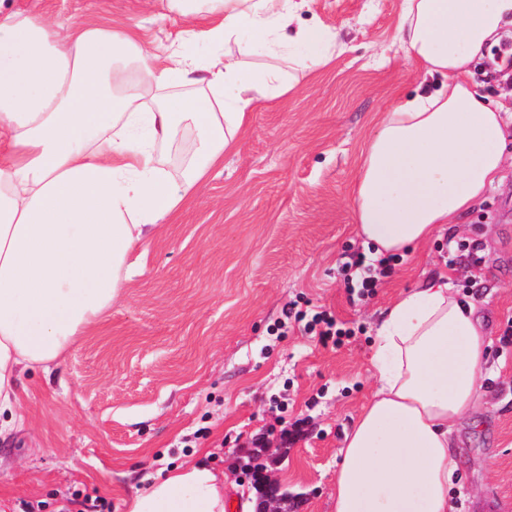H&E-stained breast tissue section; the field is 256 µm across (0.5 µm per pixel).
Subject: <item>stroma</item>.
<instances>
[{"label":"stroma","mask_w":512,"mask_h":512,"mask_svg":"<svg viewBox=\"0 0 512 512\" xmlns=\"http://www.w3.org/2000/svg\"><path fill=\"white\" fill-rule=\"evenodd\" d=\"M401 0H314L347 49L251 114L235 150L207 174L171 223L128 258L120 295L51 374L25 376L24 424L0 442L8 512H126L171 468L205 461L224 498L246 489L239 460L256 442L268 470L329 512L339 450L373 384L381 310L447 270L480 306L493 338L488 403L455 431V512H512V167L459 218L461 243L435 240L401 256L375 295L345 288L342 264L364 252L352 188L380 113L413 97L421 70L395 40ZM57 32L87 17L141 26L170 45L183 30L166 0H15ZM327 311L353 331L323 346L289 308ZM292 434L281 443L282 431Z\"/></svg>","instance_id":"obj_1"}]
</instances>
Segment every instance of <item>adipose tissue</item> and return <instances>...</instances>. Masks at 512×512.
Masks as SVG:
<instances>
[{
	"mask_svg": "<svg viewBox=\"0 0 512 512\" xmlns=\"http://www.w3.org/2000/svg\"><path fill=\"white\" fill-rule=\"evenodd\" d=\"M169 2L204 41L235 51L203 65L91 19L62 40L0 0V440L24 421L22 373H50L100 320L129 255L223 163L251 112L344 49L310 19L312 0ZM510 34L512 0H401L398 39L424 86L379 115L361 152L354 214L373 258L415 251L499 181L512 115L486 102L470 66ZM258 51L271 64L247 67ZM187 129L195 150L176 183L153 146ZM491 345L450 273L384 308L376 384L340 450L332 512H452V430L484 404ZM128 512H226L224 482L178 466Z\"/></svg>",
	"mask_w": 512,
	"mask_h": 512,
	"instance_id": "obj_1",
	"label": "adipose tissue"
}]
</instances>
